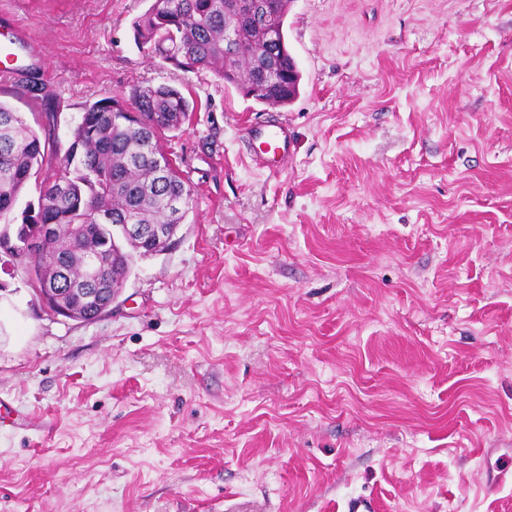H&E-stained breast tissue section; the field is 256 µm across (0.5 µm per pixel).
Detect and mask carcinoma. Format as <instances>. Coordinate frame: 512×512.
I'll use <instances>...</instances> for the list:
<instances>
[{
  "label": "carcinoma",
  "instance_id": "obj_1",
  "mask_svg": "<svg viewBox=\"0 0 512 512\" xmlns=\"http://www.w3.org/2000/svg\"><path fill=\"white\" fill-rule=\"evenodd\" d=\"M291 0H277L278 14L263 26L239 27L238 49L224 48V0H152L134 23L141 45H150L163 61L188 71L206 70L227 81L257 103L283 106L299 94L301 80L290 53L276 51L285 39V19ZM275 67L279 77L259 94L250 84ZM134 112L129 121L124 113ZM189 105L183 93L170 85L137 89L129 99L112 96L84 105L67 148L41 140L25 118L0 102V219L10 214L31 178L46 167L58 171L40 189L38 203L22 212V223L32 233L39 224H60L62 232L51 246L62 259L65 275L51 263L41 265L43 277L63 289L66 304L92 306L84 299L87 288H121L130 269L132 253L145 246L127 240L124 251L112 240L114 224H181L189 210V180L164 152L161 139L182 127ZM68 181V191L56 192L57 181ZM109 216L98 233L75 236L73 224H85L96 211Z\"/></svg>",
  "mask_w": 512,
  "mask_h": 512
}]
</instances>
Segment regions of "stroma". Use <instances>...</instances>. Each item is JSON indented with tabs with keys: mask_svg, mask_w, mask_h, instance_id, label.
<instances>
[{
	"mask_svg": "<svg viewBox=\"0 0 512 512\" xmlns=\"http://www.w3.org/2000/svg\"><path fill=\"white\" fill-rule=\"evenodd\" d=\"M148 0H0V102L68 144L85 104L182 90L193 201L112 309L0 265V512H512V0H292L285 107L142 49ZM292 155L248 160L249 123ZM14 34L7 41L0 40V77L10 78L14 71L15 50L18 44H27L31 42V36L21 26L16 25ZM247 130L250 141L259 147L256 158L252 156L255 163L270 172L283 169L290 154L287 126L252 123L247 127ZM512 441L508 437H501L499 443L496 448L503 450L504 452L499 456L502 459L503 463L500 467L496 468V473L491 474L487 481V485L489 488L498 487L507 483L512 479Z\"/></svg>",
	"mask_w": 512,
	"mask_h": 512,
	"instance_id": "1",
	"label": "stroma"
}]
</instances>
